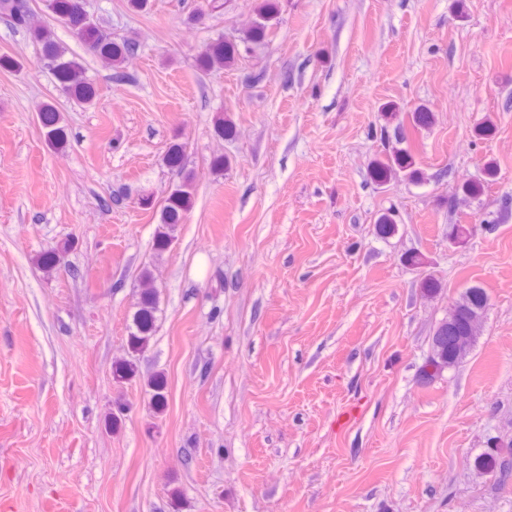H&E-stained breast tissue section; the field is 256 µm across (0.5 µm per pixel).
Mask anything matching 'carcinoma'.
<instances>
[{
	"mask_svg": "<svg viewBox=\"0 0 512 512\" xmlns=\"http://www.w3.org/2000/svg\"><path fill=\"white\" fill-rule=\"evenodd\" d=\"M28 0H0V14L11 19L14 25L27 29L33 39L41 45L42 60L51 68L57 80V91L69 100L84 105L90 104L96 97V90L85 76V68L80 60L71 54L67 47L56 40L49 26L31 25L32 9L25 6ZM43 6L54 22L67 29L79 38L87 49L110 67L121 68L128 55L138 48L134 39L116 42L105 32L96 19L87 10V0H43ZM278 12L277 0H262L258 6V19L247 33V39L254 43L266 41L272 33L273 22ZM238 50L234 43L219 41L209 46L200 57V67L208 71L215 67H231L235 64ZM39 119L45 130L48 142L55 148L64 144L63 129L59 126L60 115L57 107L45 104L41 107ZM404 172L415 179L419 176L415 161L406 149L394 148L385 153L378 161L373 175L375 180L384 183ZM193 201V180L182 175V182L171 189L164 200L160 211V223L155 238L158 251L167 250L173 239L176 226L181 223L184 214ZM68 246L44 252L39 259L40 266L51 272L61 266ZM142 291L139 308L133 315L132 331L128 339V347L134 352L141 350L155 332L157 298L152 273L144 269L140 276ZM490 306L487 290L473 284L463 289L458 299L448 309V318L441 321L434 335L448 330V324L455 323L464 336L458 348L439 344L432 340L431 355L427 366L432 371H423V379L429 381L445 369L460 364L469 355L481 332L473 330L469 321L474 315H486ZM151 390L153 407L160 411L165 406L166 380L163 375H155L148 383ZM505 466L495 455H485L477 461V469L482 474H494Z\"/></svg>",
	"mask_w": 512,
	"mask_h": 512,
	"instance_id": "1",
	"label": "carcinoma"
}]
</instances>
